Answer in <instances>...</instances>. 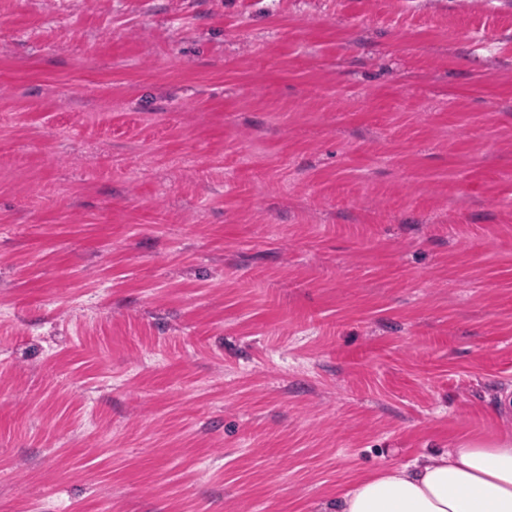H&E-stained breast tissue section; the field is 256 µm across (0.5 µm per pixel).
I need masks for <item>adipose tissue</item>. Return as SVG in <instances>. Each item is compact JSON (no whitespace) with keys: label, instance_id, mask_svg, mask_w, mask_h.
Segmentation results:
<instances>
[{"label":"adipose tissue","instance_id":"obj_1","mask_svg":"<svg viewBox=\"0 0 512 512\" xmlns=\"http://www.w3.org/2000/svg\"><path fill=\"white\" fill-rule=\"evenodd\" d=\"M336 512H512V439L368 474L337 497Z\"/></svg>","mask_w":512,"mask_h":512}]
</instances>
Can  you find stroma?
I'll use <instances>...</instances> for the list:
<instances>
[{"mask_svg": "<svg viewBox=\"0 0 512 512\" xmlns=\"http://www.w3.org/2000/svg\"><path fill=\"white\" fill-rule=\"evenodd\" d=\"M509 397L512 0H0V512H330Z\"/></svg>", "mask_w": 512, "mask_h": 512, "instance_id": "35a3bbf8", "label": "stroma"}]
</instances>
